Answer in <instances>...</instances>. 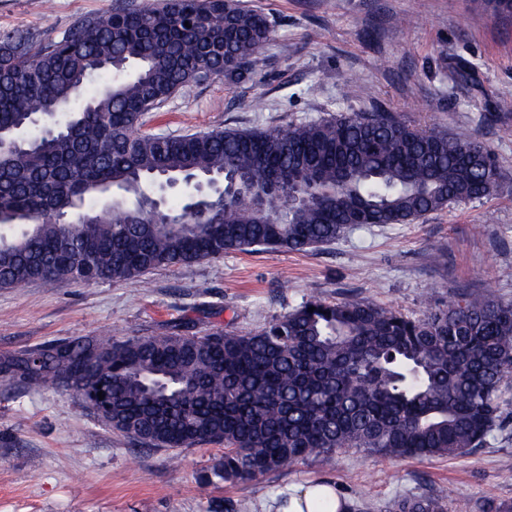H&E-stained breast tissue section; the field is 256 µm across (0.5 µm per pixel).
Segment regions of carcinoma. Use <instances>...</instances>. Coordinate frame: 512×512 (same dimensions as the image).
<instances>
[{"instance_id": "carcinoma-1", "label": "carcinoma", "mask_w": 512, "mask_h": 512, "mask_svg": "<svg viewBox=\"0 0 512 512\" xmlns=\"http://www.w3.org/2000/svg\"><path fill=\"white\" fill-rule=\"evenodd\" d=\"M482 3L490 19L512 18V0ZM270 32L240 0H162L84 18L59 38L1 36L0 288L137 282L231 251H300L497 192L498 167L477 137L380 109L286 129L139 131L175 94L258 66ZM60 113L13 145L32 120ZM224 175L250 178L262 206L231 194L212 215L185 203L141 212L153 182ZM76 203L89 220L58 223ZM511 380L512 301L474 293L421 318L358 298L310 300L254 333L176 327L121 340L105 329L0 356V381L96 399L106 426L150 447L224 445L217 469L231 482L347 448L469 454ZM387 512H448V500L399 496Z\"/></svg>"}]
</instances>
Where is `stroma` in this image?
<instances>
[{
	"label": "stroma",
	"instance_id": "obj_1",
	"mask_svg": "<svg viewBox=\"0 0 512 512\" xmlns=\"http://www.w3.org/2000/svg\"><path fill=\"white\" fill-rule=\"evenodd\" d=\"M0 0V34L61 35L118 3ZM272 33L263 62L146 113L145 133L281 127L379 107L407 124L478 134L499 191L411 224L360 226L304 252H229L147 273L142 283L63 280L0 288V355L111 329L122 339L185 324L199 336L250 333L321 299L360 297L411 317L478 291L512 301V20L478 0H243ZM441 258L430 263L432 248ZM502 423L461 457L389 458L349 450L248 483L219 477L220 444L152 448L107 428L62 389L0 383V512H268L289 485L324 480L361 512L408 494L446 495L448 512L512 502V382Z\"/></svg>",
	"mask_w": 512,
	"mask_h": 512
}]
</instances>
